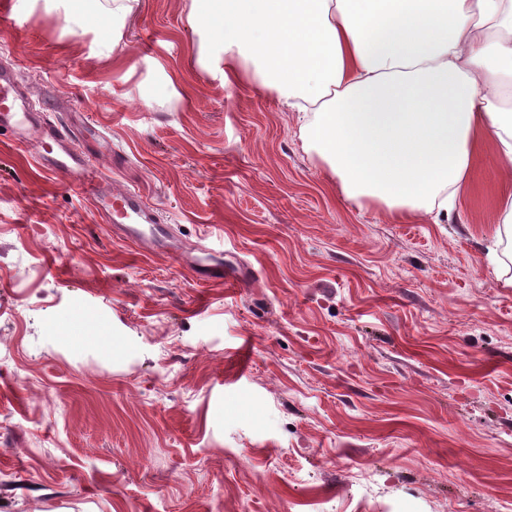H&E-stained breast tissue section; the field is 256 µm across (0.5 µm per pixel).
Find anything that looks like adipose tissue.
<instances>
[{
	"label": "adipose tissue",
	"instance_id": "adipose-tissue-1",
	"mask_svg": "<svg viewBox=\"0 0 512 512\" xmlns=\"http://www.w3.org/2000/svg\"><path fill=\"white\" fill-rule=\"evenodd\" d=\"M201 61L274 92L357 206L432 216L477 155L512 166V0H191ZM487 256L512 286V195Z\"/></svg>",
	"mask_w": 512,
	"mask_h": 512
}]
</instances>
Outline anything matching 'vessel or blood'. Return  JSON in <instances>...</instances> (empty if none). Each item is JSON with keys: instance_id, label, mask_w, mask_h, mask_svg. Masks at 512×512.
I'll return each instance as SVG.
<instances>
[{"instance_id": "b4317fda", "label": "vessel or blood", "mask_w": 512, "mask_h": 512, "mask_svg": "<svg viewBox=\"0 0 512 512\" xmlns=\"http://www.w3.org/2000/svg\"><path fill=\"white\" fill-rule=\"evenodd\" d=\"M10 134L19 144L35 151V161L44 171L70 176L82 194L99 207L107 222L114 224L119 237L136 243L143 251L156 250L166 238L163 228L144 233L141 221L147 220V207L139 194L126 186L107 185L99 160L110 157L112 147L102 142L97 160H90L71 151L69 134L64 125H52L42 119L31 106L29 95L20 91L10 72L0 71V135ZM197 278L218 282L228 288L240 287L242 269L224 266L211 257L195 264Z\"/></svg>"}]
</instances>
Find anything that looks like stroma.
I'll list each match as a JSON object with an SVG mask.
<instances>
[{
	"label": "stroma",
	"mask_w": 512,
	"mask_h": 512,
	"mask_svg": "<svg viewBox=\"0 0 512 512\" xmlns=\"http://www.w3.org/2000/svg\"><path fill=\"white\" fill-rule=\"evenodd\" d=\"M190 0L120 26L10 0L0 66L112 143L170 245L0 137V512H512V287L481 154L443 224L346 201L277 95L199 63ZM223 253L238 288L174 247ZM248 367H241V359ZM193 268L197 278L208 282H218L227 288H238L244 280V273L240 267L224 268V263L216 256L208 258L205 262L196 263Z\"/></svg>",
	"instance_id": "obj_1"
}]
</instances>
